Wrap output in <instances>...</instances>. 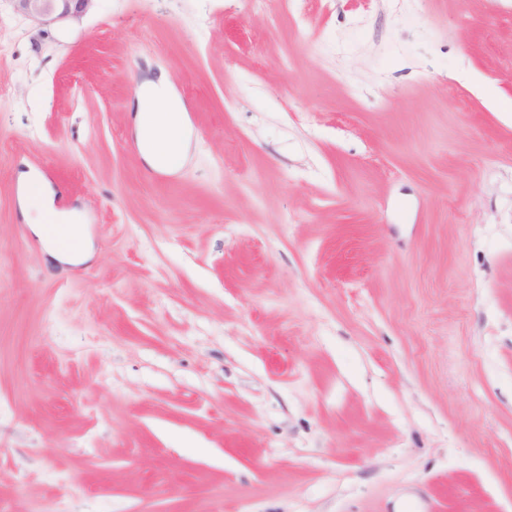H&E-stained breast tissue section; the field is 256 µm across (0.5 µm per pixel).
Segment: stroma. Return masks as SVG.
<instances>
[{"label": "stroma", "mask_w": 512, "mask_h": 512, "mask_svg": "<svg viewBox=\"0 0 512 512\" xmlns=\"http://www.w3.org/2000/svg\"><path fill=\"white\" fill-rule=\"evenodd\" d=\"M0 512H512V0H0ZM16 12L46 23L82 14L93 0H11ZM149 89L147 98L136 102L135 123L139 143L147 162L154 167L163 151H173L177 159L189 149L190 134L185 108L174 93L170 79L162 74L142 82ZM18 183L23 193L20 196V207L22 215L26 221L31 222L30 212L37 209L40 215L54 214L58 224L66 225L69 238L80 239L83 244L77 249H68L50 243L45 235V224L40 221L29 223L30 230L43 243L48 255L55 263L77 264L83 262L89 255L91 247L88 240L85 239L84 227L82 226L83 214L76 210L56 211L54 207L55 190L44 184L39 175L32 170H26L19 173ZM85 239V240H84Z\"/></svg>", "instance_id": "35a3bbf8"}]
</instances>
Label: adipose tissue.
I'll use <instances>...</instances> for the list:
<instances>
[{
    "label": "adipose tissue",
    "instance_id": "adipose-tissue-1",
    "mask_svg": "<svg viewBox=\"0 0 512 512\" xmlns=\"http://www.w3.org/2000/svg\"><path fill=\"white\" fill-rule=\"evenodd\" d=\"M144 88L149 89L148 97L136 102L135 123L143 155L150 165H157L159 155L165 151L174 152L177 158H184L189 149L190 134L187 126L185 108L174 93L172 83L166 76L145 80ZM18 183L23 193L20 207L23 214L39 211L40 214H55L59 224L65 225L70 237L81 240L84 236L81 212L56 211L54 207L55 191L44 184L34 171L20 172ZM45 248L53 262L77 264L83 262L90 253L89 245L83 244L76 249H68L53 243Z\"/></svg>",
    "mask_w": 512,
    "mask_h": 512
}]
</instances>
